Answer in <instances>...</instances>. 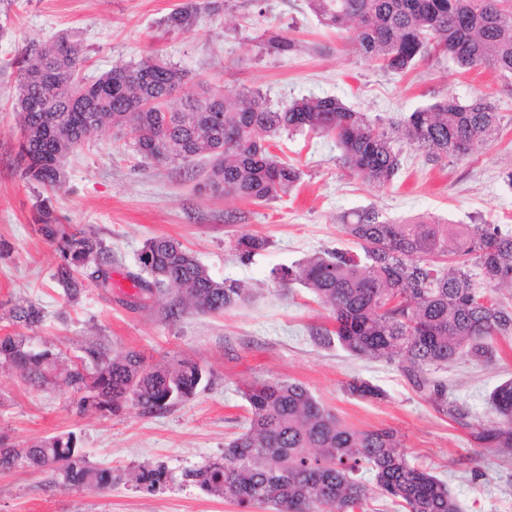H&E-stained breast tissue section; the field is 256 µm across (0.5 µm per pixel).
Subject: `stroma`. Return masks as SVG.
Wrapping results in <instances>:
<instances>
[{"label":"stroma","mask_w":512,"mask_h":512,"mask_svg":"<svg viewBox=\"0 0 512 512\" xmlns=\"http://www.w3.org/2000/svg\"><path fill=\"white\" fill-rule=\"evenodd\" d=\"M181 2L0 0V337L27 336L35 347H54L71 359L93 343L114 354L136 349L152 361L190 359L212 373L211 385L191 401L153 417L133 406L116 415L82 413L71 389L33 388L0 366L1 436L29 445L75 432L90 462L111 468L116 478L111 489L97 492L64 488L49 473H0V512H241L191 486L140 491L127 474L161 463L177 476L220 457L247 416L238 389L256 378L302 383L352 428L396 429L403 452L447 482L461 512H512V462L475 452L467 430L494 417L486 396L512 376V339H495L492 362L462 360L445 372L449 400L468 414L463 426L437 412L397 365L317 344L311 332L331 325L330 311L305 288H283L269 277L273 267L351 248L342 227L365 209L393 220L512 230V186L505 180L512 171V77L467 70L447 58L404 73L385 71L359 55L350 31L322 24L306 0H228L223 13L201 16L191 32L167 31L163 20ZM269 31L294 38L298 51L277 55L265 40ZM61 35L81 41L88 76L157 54L187 71L184 96L253 90L275 108L303 96H333L386 125L448 97L466 102L484 95L499 112L501 132L494 143H475L459 161H432L403 147L402 170L387 187L351 174L334 136L282 135L271 140L272 154L304 175L287 197L267 206L198 193L184 170L149 163L130 138L91 139L66 159V182L52 205L63 223L95 232L116 263L111 288L87 285L72 303L54 278L61 255L34 222L47 195L28 185L17 167L20 124L12 109L24 51ZM237 230L265 237L267 250L240 261L230 248ZM152 236L182 242L213 278L245 283L249 301L220 315L189 313L174 322L157 305L127 308L128 275ZM20 298L44 310L40 326L11 320L9 309ZM353 376L380 386L385 398L348 395L344 386ZM475 468L480 478H473Z\"/></svg>","instance_id":"obj_1"}]
</instances>
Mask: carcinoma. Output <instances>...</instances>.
<instances>
[{
    "label": "carcinoma",
    "instance_id": "carcinoma-1",
    "mask_svg": "<svg viewBox=\"0 0 512 512\" xmlns=\"http://www.w3.org/2000/svg\"><path fill=\"white\" fill-rule=\"evenodd\" d=\"M320 22L353 31L360 53L386 71L403 73L416 63L448 56L468 69L512 75V0H306ZM224 10L222 0H194L164 19L171 31L190 32L201 12ZM268 46L282 57L297 42L270 32ZM82 44L68 36L30 49L20 67L14 110L21 114L17 163L22 178L46 191L63 187L64 162L89 139L108 131L128 136L142 158L187 171L199 193L245 199L260 205L281 200L302 178L299 168L269 150L267 136L305 131L336 136L344 164L378 185L392 184L401 166L404 140L433 160H462L476 142L499 135L495 106L482 96L469 103L443 99L388 127L332 97H303L274 108L256 91L176 98L187 74L160 56L116 65L75 87L83 69ZM36 223L56 244L63 263L55 273L67 300H76L91 282L112 287L116 259L95 233L63 224L51 198L41 200ZM343 233L362 254L338 249L313 255L291 267L274 268L284 288L300 284L331 312L333 329H317L320 344H336L350 355L395 363L416 392L455 422L467 413L448 401V385L433 372L468 357L495 356L493 341L512 336V233L497 224H443L439 221L382 219L364 210ZM231 249L242 259L266 250L269 241L241 231ZM141 272L129 274L144 308L164 297V317L188 312L220 314L249 300L235 279L211 277L180 242L156 236L137 255ZM18 324L43 320L36 304L10 308ZM0 364L14 369L31 387L61 377L83 393L78 410L114 414L132 405L145 416L163 415L211 383V372L181 359L150 365L134 349L110 355L101 345L84 350L67 365L52 349L34 350L25 336L0 337ZM346 391L381 399L384 391L353 377ZM248 404L245 432L224 443V454L187 469L181 482L242 508L267 505L274 512H368L372 492L400 512H460L448 486L401 451L397 430H358L299 382L255 379L238 389ZM496 418L467 424L469 443L512 460V378L488 395ZM50 472L58 483L90 491L112 488V471L90 465L72 433L20 448L0 439V472ZM135 488L149 493L173 481L163 465L130 473Z\"/></svg>",
    "mask_w": 512,
    "mask_h": 512
}]
</instances>
